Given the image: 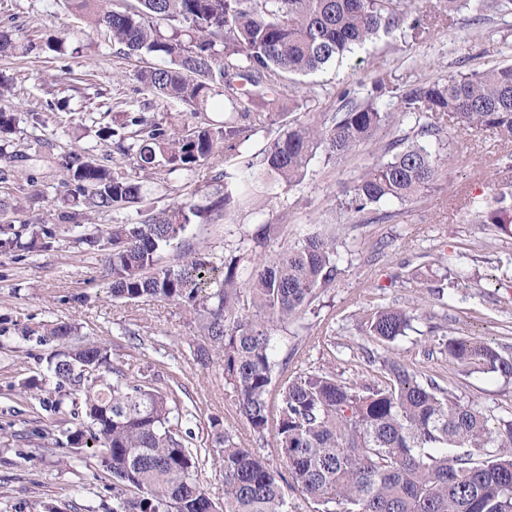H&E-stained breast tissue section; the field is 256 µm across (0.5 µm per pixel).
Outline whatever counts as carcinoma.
I'll return each mask as SVG.
<instances>
[{
  "label": "carcinoma",
  "mask_w": 512,
  "mask_h": 512,
  "mask_svg": "<svg viewBox=\"0 0 512 512\" xmlns=\"http://www.w3.org/2000/svg\"><path fill=\"white\" fill-rule=\"evenodd\" d=\"M444 11L512 8V0H443ZM71 14L102 29L126 57L157 64L138 69L137 90L158 100L175 99L188 119L171 128L155 112L125 111L117 149L135 166L121 173L89 153L64 157L63 203L112 213L141 200L144 183L163 172L184 179L183 201L118 220L101 230L86 215L57 209L81 252L102 257L104 288L117 300L180 304L196 325L195 364L222 368L232 390V411L256 441L272 437L285 472L242 445L210 418L212 442L224 461V501L210 497L201 479L210 449L193 448L181 432V400L145 377H130L114 364L107 343L79 336L66 320L44 325L43 340L62 350L49 359L55 388L84 398L90 425L67 437L69 450L94 451L112 477V512H292L285 489L300 494L313 512H512V419L491 420L441 387L435 378L395 359L381 375L343 381L311 370L297 349L277 362L273 336L301 320L321 294L336 284L350 215L365 210L379 219L391 202L424 198L448 158L442 143L448 123L465 131H490L512 141V64L450 75L405 90L377 77L364 100L339 94V106L317 122L262 112L285 96L288 80L343 63L376 37L410 24L402 0H69ZM39 48L49 58L64 43L48 36L21 44L0 30V58ZM223 120L205 117L208 104ZM415 124L406 132L405 121ZM288 129L271 137L270 127ZM400 132L382 158L365 167L338 203L336 230L280 252L267 253L280 225L261 224L251 244L215 259L212 245L192 242L194 224L232 223L260 213L258 198L271 187L302 184L319 154L339 162L373 144L378 133ZM202 169L203 180H193ZM482 224L512 235V219L498 209L480 210ZM31 221L0 224V251L50 247L52 228L22 242ZM170 248L182 261L165 260ZM414 313L388 306L367 321V335L390 344L411 327ZM450 339L444 352L463 372L512 377V356L477 338ZM464 448L463 454L451 452Z\"/></svg>",
  "instance_id": "1"
}]
</instances>
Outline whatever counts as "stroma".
<instances>
[{"mask_svg":"<svg viewBox=\"0 0 512 512\" xmlns=\"http://www.w3.org/2000/svg\"><path fill=\"white\" fill-rule=\"evenodd\" d=\"M66 12L65 0H0V26L27 41L49 34L62 37ZM70 45L77 50L72 58L53 61L35 51L0 58V73L15 84L12 95L0 98V109L22 112L13 136L14 156L0 159V178L15 201L36 218L44 217L63 196L60 161L69 152L85 151L111 167H128V159L112 142L96 135L99 127L112 125L115 104L163 113L177 126L185 119L181 103L138 92L133 73L139 60L117 54L103 31H87ZM509 63L512 11L479 14L464 9L445 20L433 19L429 33L416 38L405 28L380 35L340 67L297 78L287 95L300 104L298 118L316 121L335 111L340 90L365 97L379 73L405 89ZM66 66L73 67L72 77L64 76ZM52 107L56 121L32 126L29 112L45 113ZM390 138V133L381 132L374 144L337 164L316 158L303 184L277 189L271 199L260 198L259 216L245 213L231 224H196L191 232L207 239L220 255L251 236L258 223H281L285 229L269 248L285 249L334 222L338 196L362 168L380 158ZM445 145L448 167L428 196L404 206L392 203V210H403L401 221L365 226L361 215L352 216L356 229L343 250L344 273L319 303V318L335 344L334 354L312 346L290 326L275 336L276 357L284 359L292 348H299L311 367L335 372L346 381L365 376L364 352L379 361L395 357L437 375L440 386L463 403L497 418L512 403V377L461 372L442 354L424 357L422 345L429 339L444 346V329H459L512 354V239L475 221L476 210L512 193V143L489 132L452 127ZM172 186L165 176H154L142 205L157 210L170 206ZM139 206L97 215L95 222L137 221ZM438 251L445 252L447 260L428 273L427 286L407 283L420 254ZM104 272L102 259L82 253L62 224L56 226L50 248L22 260L0 252V512H95L112 500V479L96 458L86 452L68 453L61 445L67 431L85 423L82 406L68 400L56 410L43 406V399L58 398L51 384L41 399L18 392L19 383L45 374L52 348L39 344L33 331L56 319L74 322L83 337L110 342L114 349L134 347L133 358L124 366L126 374L148 375L165 389L172 381L170 371H177L180 408L192 412L188 426L193 434H201L209 418L218 417L271 468H280L272 443L253 442L249 429L232 418L231 390L221 370L193 363L188 345L193 325L182 307L173 301L112 300L103 287ZM438 288L443 298H436ZM417 304L425 305L426 314L414 321L406 336L389 345L370 340L366 319L376 307Z\"/></svg>","mask_w":512,"mask_h":512,"instance_id":"obj_1","label":"stroma"}]
</instances>
